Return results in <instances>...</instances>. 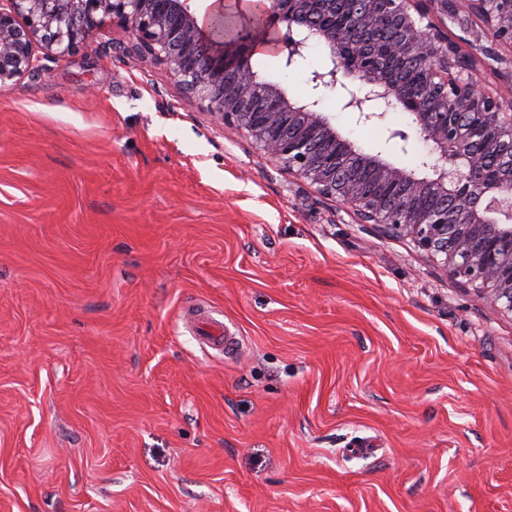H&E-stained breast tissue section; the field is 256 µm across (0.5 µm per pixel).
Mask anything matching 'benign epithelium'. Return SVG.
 <instances>
[{
    "mask_svg": "<svg viewBox=\"0 0 512 512\" xmlns=\"http://www.w3.org/2000/svg\"><path fill=\"white\" fill-rule=\"evenodd\" d=\"M342 22L315 26L319 15ZM265 0V30L290 67L311 42L329 52V65L310 77L312 89H341L342 109L363 123L382 122L396 102L410 122L388 129L405 144L410 132L429 144L419 168L393 166L365 154L336 131L319 99L294 101L280 84L253 70L251 13L236 0L233 34L217 43L198 24L191 0H0V87L44 71L41 59L75 52L110 20L129 29L114 47L127 58L149 56L184 91L206 103L221 125L249 136L271 161L339 201L361 224L408 238L447 276L512 315V107L473 78L478 57L461 51L448 23L476 14L496 39L512 45V0ZM503 85L512 91V60L491 49ZM410 63L426 73L418 93L397 70Z\"/></svg>",
    "mask_w": 512,
    "mask_h": 512,
    "instance_id": "benign-epithelium-1",
    "label": "benign epithelium"
}]
</instances>
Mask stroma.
Masks as SVG:
<instances>
[{
    "mask_svg": "<svg viewBox=\"0 0 512 512\" xmlns=\"http://www.w3.org/2000/svg\"><path fill=\"white\" fill-rule=\"evenodd\" d=\"M129 39L0 88V512H512V317ZM326 61L252 65L305 99ZM316 94L362 152L427 154ZM193 303L238 354L200 350Z\"/></svg>",
    "mask_w": 512,
    "mask_h": 512,
    "instance_id": "1",
    "label": "stroma"
}]
</instances>
